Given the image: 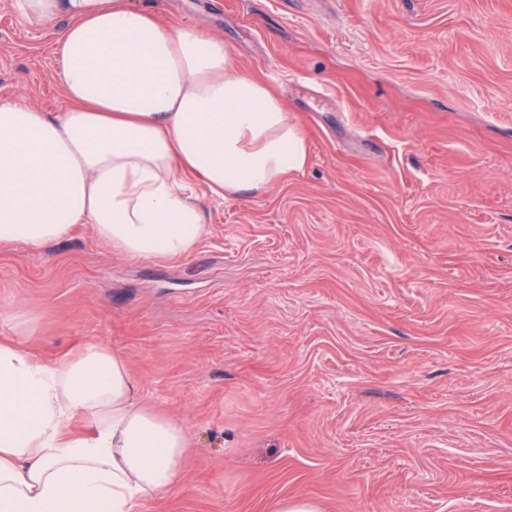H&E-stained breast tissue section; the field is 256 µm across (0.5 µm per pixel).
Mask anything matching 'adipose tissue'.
I'll return each mask as SVG.
<instances>
[{
    "mask_svg": "<svg viewBox=\"0 0 512 512\" xmlns=\"http://www.w3.org/2000/svg\"><path fill=\"white\" fill-rule=\"evenodd\" d=\"M62 24L59 112L0 101V244L37 249L89 224L134 258L188 257L210 196L302 172L309 144L277 93L237 69L221 38L132 0H17ZM92 431L76 435V417ZM184 428L143 403L125 359L88 343L45 363L0 343V512H139L168 494Z\"/></svg>",
    "mask_w": 512,
    "mask_h": 512,
    "instance_id": "obj_1",
    "label": "adipose tissue"
}]
</instances>
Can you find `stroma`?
<instances>
[{
	"label": "stroma",
	"instance_id": "stroma-1",
	"mask_svg": "<svg viewBox=\"0 0 512 512\" xmlns=\"http://www.w3.org/2000/svg\"><path fill=\"white\" fill-rule=\"evenodd\" d=\"M0 0V101L66 102ZM223 37L310 145L185 259L0 246V341L127 362L186 431L141 512H512V0H133ZM30 321L19 333L15 314ZM268 512H325V508L317 500L287 497L272 502Z\"/></svg>",
	"mask_w": 512,
	"mask_h": 512
}]
</instances>
